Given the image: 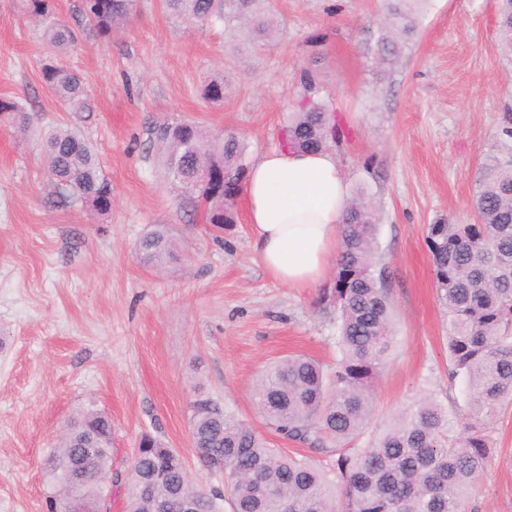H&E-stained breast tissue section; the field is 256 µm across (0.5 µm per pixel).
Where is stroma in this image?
I'll use <instances>...</instances> for the list:
<instances>
[{
	"instance_id": "stroma-1",
	"label": "stroma",
	"mask_w": 512,
	"mask_h": 512,
	"mask_svg": "<svg viewBox=\"0 0 512 512\" xmlns=\"http://www.w3.org/2000/svg\"><path fill=\"white\" fill-rule=\"evenodd\" d=\"M82 0H54L77 34L57 50L28 0H0V99L31 115L0 117V512H46L44 463L66 424L95 405L112 418V471L128 477L140 435L159 436L191 479L224 485L191 445L190 404L210 398L263 431L272 447L317 461L323 453L267 429L252 384L270 363L308 354L335 366L336 322L318 310L322 287L274 281L251 243L243 204L224 233L171 187L160 166L159 126L192 122L236 135L251 164L281 144L317 77L347 130L334 147L350 193L380 213L376 246L396 306L397 347L373 393L382 423L415 401L448 403V323L426 245L429 225L477 223L486 165L503 158L512 119V55L498 0H426L418 34L397 64L377 73L372 50L384 0H271L280 31L253 46L237 21L190 24L164 0H138L104 37L86 26ZM49 58L79 73L88 112L63 109L43 82ZM224 78V102L201 95ZM68 128L97 154L112 208L62 201L45 138ZM160 227L174 243L163 267L137 249ZM485 472L470 512H512V406L490 427Z\"/></svg>"
}]
</instances>
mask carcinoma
<instances>
[{
  "label": "carcinoma",
  "instance_id": "cac0c4a2",
  "mask_svg": "<svg viewBox=\"0 0 512 512\" xmlns=\"http://www.w3.org/2000/svg\"><path fill=\"white\" fill-rule=\"evenodd\" d=\"M422 0H387L386 22L378 37L375 65L393 66L416 31L413 5ZM166 8L188 21H222L230 12L247 25L249 39L271 42L277 33L270 0H165ZM136 9V0H83L87 26L108 35ZM29 12L45 25L56 47L75 33L55 16L52 0H29ZM499 30L512 53V0H499ZM51 93L71 112H90L80 79L63 66L41 65ZM304 96L284 130L283 145L315 151L343 137L334 109L315 101V78L300 76ZM204 100L224 102V78L202 90ZM23 127L27 112L16 101L0 100V114ZM165 178L205 206L206 222L216 228L233 223L232 205L245 168L243 146L230 133L209 135L194 123L162 125ZM49 169L66 199L109 211L112 183L89 144L69 130L46 139ZM211 173L215 184H196V174ZM476 224H431L426 238L435 268L437 295L448 317V385L460 380L465 393L458 408L467 424L455 429L433 399L395 416L383 429L365 436L372 419V387L394 344V305L385 268L379 266L374 235L379 213L359 194L351 199L340 227L342 249L333 287L323 292L324 313L336 315V347L341 358L328 371L316 359L290 355L258 378L254 404L268 428L284 439L318 447L329 458L323 469L297 458L238 420L210 398L190 405L192 447L208 468L224 462V489H207L187 474L181 455L145 432L139 439L124 496L126 512H153L159 499L180 512L195 501L198 512H468V501L487 460L488 426L512 404V155L497 159L478 183ZM161 266L174 248L160 229L147 232L138 247ZM112 421L91 405L70 421L59 450L49 459L53 488L49 512H98V475L112 470ZM366 437L361 448L350 440ZM67 456L73 472L57 469Z\"/></svg>",
  "mask_w": 512,
  "mask_h": 512
}]
</instances>
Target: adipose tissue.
I'll list each match as a JSON object with an SVG mask.
<instances>
[{"label":"adipose tissue","instance_id":"ef3b65f1","mask_svg":"<svg viewBox=\"0 0 512 512\" xmlns=\"http://www.w3.org/2000/svg\"><path fill=\"white\" fill-rule=\"evenodd\" d=\"M252 247L275 281L296 289L320 284L339 249L348 183L329 150L276 147L244 180Z\"/></svg>","mask_w":512,"mask_h":512}]
</instances>
